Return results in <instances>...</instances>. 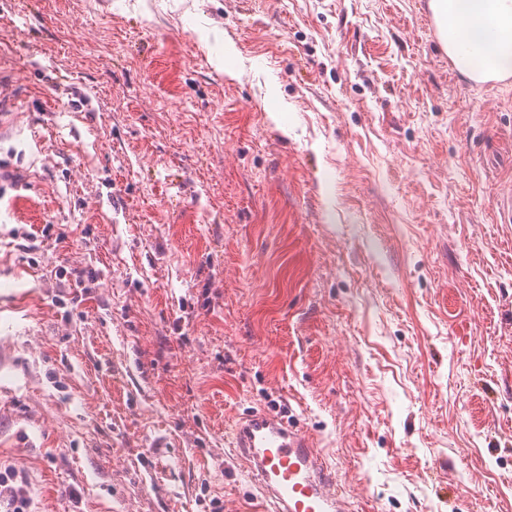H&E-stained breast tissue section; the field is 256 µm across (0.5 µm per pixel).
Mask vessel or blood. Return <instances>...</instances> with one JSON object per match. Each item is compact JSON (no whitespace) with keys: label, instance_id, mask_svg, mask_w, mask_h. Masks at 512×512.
<instances>
[{"label":"vessel or blood","instance_id":"vessel-or-blood-1","mask_svg":"<svg viewBox=\"0 0 512 512\" xmlns=\"http://www.w3.org/2000/svg\"><path fill=\"white\" fill-rule=\"evenodd\" d=\"M231 435L272 512H343L336 475L303 429L257 409L236 423Z\"/></svg>","mask_w":512,"mask_h":512}]
</instances>
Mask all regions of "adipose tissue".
<instances>
[{"instance_id":"ef3b65f1","label":"adipose tissue","mask_w":512,"mask_h":512,"mask_svg":"<svg viewBox=\"0 0 512 512\" xmlns=\"http://www.w3.org/2000/svg\"><path fill=\"white\" fill-rule=\"evenodd\" d=\"M443 48L480 84L512 75V0H430Z\"/></svg>"}]
</instances>
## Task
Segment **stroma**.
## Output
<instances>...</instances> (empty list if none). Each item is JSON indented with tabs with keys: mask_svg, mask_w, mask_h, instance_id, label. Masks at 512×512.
Segmentation results:
<instances>
[{
	"mask_svg": "<svg viewBox=\"0 0 512 512\" xmlns=\"http://www.w3.org/2000/svg\"><path fill=\"white\" fill-rule=\"evenodd\" d=\"M509 190L428 0H0V471L267 512L261 408L345 512H512Z\"/></svg>",
	"mask_w": 512,
	"mask_h": 512,
	"instance_id": "35a3bbf8",
	"label": "stroma"
}]
</instances>
